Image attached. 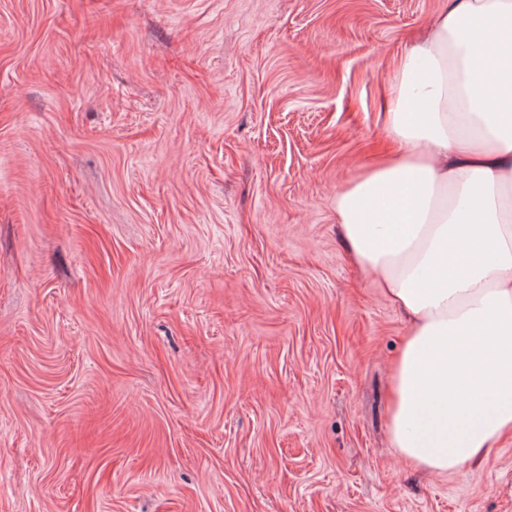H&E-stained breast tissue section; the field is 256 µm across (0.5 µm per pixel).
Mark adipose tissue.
Returning a JSON list of instances; mask_svg holds the SVG:
<instances>
[{"instance_id":"1","label":"adipose tissue","mask_w":512,"mask_h":512,"mask_svg":"<svg viewBox=\"0 0 512 512\" xmlns=\"http://www.w3.org/2000/svg\"><path fill=\"white\" fill-rule=\"evenodd\" d=\"M379 118L388 146L336 221L405 317L390 445L461 471L512 431V0H449L394 56Z\"/></svg>"}]
</instances>
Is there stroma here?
I'll return each mask as SVG.
<instances>
[{
    "instance_id": "stroma-1",
    "label": "stroma",
    "mask_w": 512,
    "mask_h": 512,
    "mask_svg": "<svg viewBox=\"0 0 512 512\" xmlns=\"http://www.w3.org/2000/svg\"><path fill=\"white\" fill-rule=\"evenodd\" d=\"M447 0H0V512H512L386 434L336 194Z\"/></svg>"
}]
</instances>
